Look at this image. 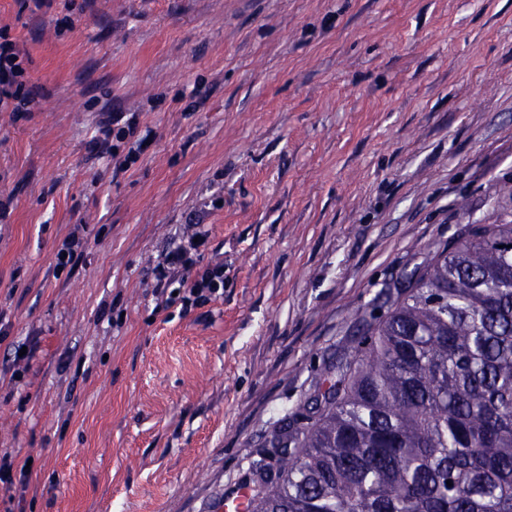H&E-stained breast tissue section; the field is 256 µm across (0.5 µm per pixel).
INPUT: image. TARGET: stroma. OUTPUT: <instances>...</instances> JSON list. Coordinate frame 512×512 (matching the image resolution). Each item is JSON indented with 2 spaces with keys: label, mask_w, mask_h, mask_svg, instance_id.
Wrapping results in <instances>:
<instances>
[{
  "label": "stroma",
  "mask_w": 512,
  "mask_h": 512,
  "mask_svg": "<svg viewBox=\"0 0 512 512\" xmlns=\"http://www.w3.org/2000/svg\"><path fill=\"white\" fill-rule=\"evenodd\" d=\"M0 30L34 96L0 110V454L30 466L0 512H213L376 295L512 211V0H0ZM108 112L135 135L101 144ZM196 234L224 287L186 309L156 268Z\"/></svg>",
  "instance_id": "1"
}]
</instances>
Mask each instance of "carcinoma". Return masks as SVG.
<instances>
[{"mask_svg":"<svg viewBox=\"0 0 512 512\" xmlns=\"http://www.w3.org/2000/svg\"><path fill=\"white\" fill-rule=\"evenodd\" d=\"M361 325L254 462L249 512H512V215L430 249Z\"/></svg>","mask_w":512,"mask_h":512,"instance_id":"cac0c4a2","label":"carcinoma"}]
</instances>
